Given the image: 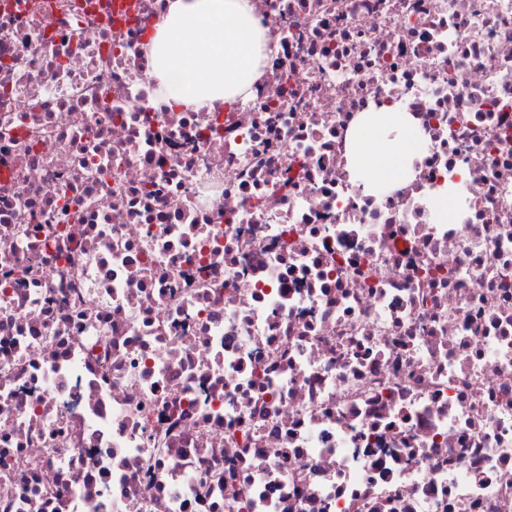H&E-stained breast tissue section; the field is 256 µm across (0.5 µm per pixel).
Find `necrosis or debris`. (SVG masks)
I'll return each mask as SVG.
<instances>
[{
	"mask_svg": "<svg viewBox=\"0 0 512 512\" xmlns=\"http://www.w3.org/2000/svg\"><path fill=\"white\" fill-rule=\"evenodd\" d=\"M104 2L0 0V512H512V0H251L212 112ZM416 140L403 112L384 108L359 115L349 137L350 173L366 192L381 184L395 185L411 172Z\"/></svg>",
	"mask_w": 512,
	"mask_h": 512,
	"instance_id": "necrosis-or-debris-1",
	"label": "necrosis or debris"
}]
</instances>
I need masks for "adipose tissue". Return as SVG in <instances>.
Returning <instances> with one entry per match:
<instances>
[{
  "instance_id": "ef3b65f1",
  "label": "adipose tissue",
  "mask_w": 512,
  "mask_h": 512,
  "mask_svg": "<svg viewBox=\"0 0 512 512\" xmlns=\"http://www.w3.org/2000/svg\"><path fill=\"white\" fill-rule=\"evenodd\" d=\"M145 47L169 107L196 112L233 105L269 50L249 0H168ZM348 152L352 177L371 192L410 173L418 148L408 116L385 108L358 116Z\"/></svg>"
}]
</instances>
